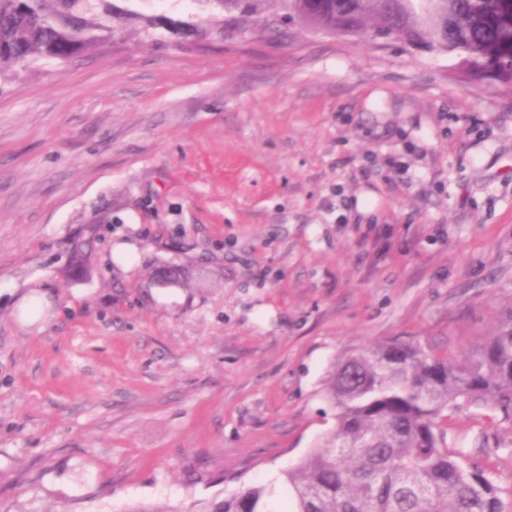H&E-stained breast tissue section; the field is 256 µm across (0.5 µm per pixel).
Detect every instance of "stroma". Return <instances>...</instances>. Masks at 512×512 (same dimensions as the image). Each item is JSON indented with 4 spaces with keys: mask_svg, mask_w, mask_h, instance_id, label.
Returning a JSON list of instances; mask_svg holds the SVG:
<instances>
[{
    "mask_svg": "<svg viewBox=\"0 0 512 512\" xmlns=\"http://www.w3.org/2000/svg\"><path fill=\"white\" fill-rule=\"evenodd\" d=\"M253 27L189 50L131 24L0 82V512H199L258 484L280 512L336 423L335 363L394 337L458 360L512 305V89L274 0ZM441 428L512 505V413ZM91 240L77 239L70 244L69 250V268L68 275H79L86 271L88 262V252L86 247H89ZM48 306L49 304L43 292L38 287H35L20 300L17 308L25 322L34 324L41 320Z\"/></svg>",
    "mask_w": 512,
    "mask_h": 512,
    "instance_id": "1",
    "label": "stroma"
}]
</instances>
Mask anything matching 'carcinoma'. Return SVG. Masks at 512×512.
<instances>
[{
	"mask_svg": "<svg viewBox=\"0 0 512 512\" xmlns=\"http://www.w3.org/2000/svg\"><path fill=\"white\" fill-rule=\"evenodd\" d=\"M262 0H195L217 17L212 28L192 20L145 15L134 0H0V81L14 68H36L73 58L110 41L129 20L143 30L165 28L183 37L224 39V12ZM285 14L337 35L378 32L456 59L476 82L512 88V0H357L348 12L339 0H279ZM91 240L70 244L67 274L86 271ZM336 425L299 464L281 472L291 512H505L484 471L464 464L446 445L440 419L458 401L491 402L512 411V306L476 355L460 361L393 339L348 355L326 384ZM272 490L254 485L205 503L199 512H273Z\"/></svg>",
	"mask_w": 512,
	"mask_h": 512,
	"instance_id": "carcinoma-1",
	"label": "carcinoma"
}]
</instances>
